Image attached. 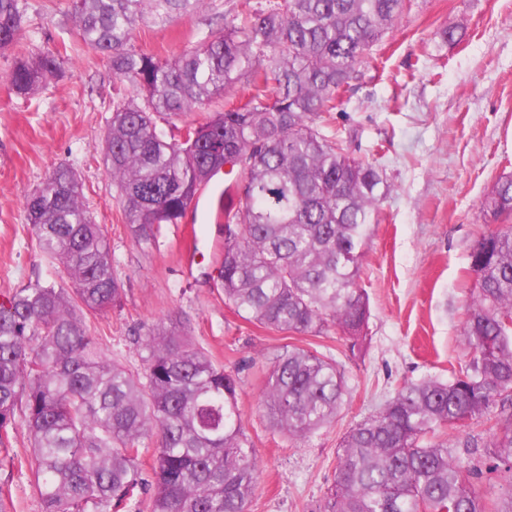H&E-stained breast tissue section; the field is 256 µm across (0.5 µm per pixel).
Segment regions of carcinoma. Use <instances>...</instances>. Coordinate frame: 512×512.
<instances>
[{
  "label": "carcinoma",
  "mask_w": 512,
  "mask_h": 512,
  "mask_svg": "<svg viewBox=\"0 0 512 512\" xmlns=\"http://www.w3.org/2000/svg\"><path fill=\"white\" fill-rule=\"evenodd\" d=\"M207 0H73L85 48L108 57L117 93L105 164L125 223L149 239L177 224L230 153L248 156L242 195L224 201V299L280 333L331 328L361 349L370 317L359 283L365 247L390 192L383 169L324 134L366 53L394 27L405 0H275L233 9L220 28L164 62L135 49L142 23L164 26ZM21 0H0V50L13 47ZM60 54L18 55L13 91L29 95L57 75ZM250 94L186 126L177 140L157 119L208 109L236 84ZM512 216V175L487 200ZM39 251L57 278L0 300V451L8 429L31 439L29 486L42 512H247L259 466L237 407V380L188 343L176 325L141 338L134 374L102 350L87 326L119 300L110 247L83 202L77 173L54 168L24 200ZM468 363L452 379L402 386L342 441L336 480L319 512H512V227L489 230L471 254ZM263 407L301 438L336 419L345 378L324 355L285 346L268 359ZM495 420L486 445L500 493L470 478L482 458L470 440L452 453L448 432ZM154 434L153 492L140 445Z\"/></svg>",
  "instance_id": "cac0c4a2"
}]
</instances>
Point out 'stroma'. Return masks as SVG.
Listing matches in <instances>:
<instances>
[{
  "mask_svg": "<svg viewBox=\"0 0 512 512\" xmlns=\"http://www.w3.org/2000/svg\"><path fill=\"white\" fill-rule=\"evenodd\" d=\"M23 3L17 48L0 54V297L53 278L23 203L54 167L69 165L122 288L107 315L88 320L105 353L143 372L138 335L181 321L187 338L238 379V408L260 467L248 512H318L344 434L404 383L449 380L468 359L469 255L482 232L507 224L487 214L484 200L497 177L512 173V0H411L365 56L326 127L355 157L378 163L391 185L363 258L371 315L354 353L333 330L289 335L239 316L214 281L210 252L191 267L181 258L192 218L136 240L102 161L115 94L109 61L77 39L71 0ZM449 27L459 29L460 42H442ZM207 32L198 11L141 27L134 45L168 60ZM49 51L63 52V76L16 94L8 82L16 54ZM288 344L335 359L347 382L335 422L302 439L276 428L262 407L267 360Z\"/></svg>",
  "mask_w": 512,
  "mask_h": 512,
  "instance_id": "obj_1",
  "label": "stroma"
}]
</instances>
